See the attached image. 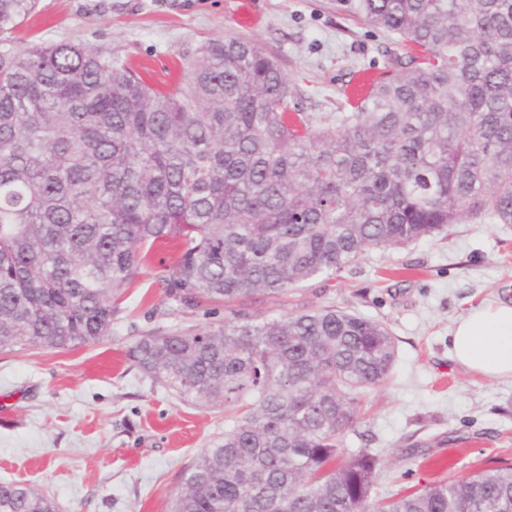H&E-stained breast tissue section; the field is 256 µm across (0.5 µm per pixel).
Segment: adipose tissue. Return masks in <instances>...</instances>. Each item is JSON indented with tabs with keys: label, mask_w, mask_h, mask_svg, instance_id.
<instances>
[{
	"label": "adipose tissue",
	"mask_w": 512,
	"mask_h": 512,
	"mask_svg": "<svg viewBox=\"0 0 512 512\" xmlns=\"http://www.w3.org/2000/svg\"><path fill=\"white\" fill-rule=\"evenodd\" d=\"M455 359L470 371L512 378V302L498 301L460 317L452 336Z\"/></svg>",
	"instance_id": "ef3b65f1"
}]
</instances>
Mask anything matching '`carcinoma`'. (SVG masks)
I'll return each mask as SVG.
<instances>
[{"label": "carcinoma", "mask_w": 512, "mask_h": 512, "mask_svg": "<svg viewBox=\"0 0 512 512\" xmlns=\"http://www.w3.org/2000/svg\"><path fill=\"white\" fill-rule=\"evenodd\" d=\"M36 6L0 0V350L100 341L169 247L167 298L224 321L127 356L227 422L171 512H512V466L374 499L382 461L343 444L391 378L390 328L334 305L251 310L466 218L512 224V0H352L416 55L334 115L290 106L251 41L182 52L164 88L109 51L18 49ZM0 512L54 505L1 482Z\"/></svg>", "instance_id": "1"}]
</instances>
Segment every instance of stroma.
<instances>
[{
    "label": "stroma",
    "instance_id": "obj_1",
    "mask_svg": "<svg viewBox=\"0 0 512 512\" xmlns=\"http://www.w3.org/2000/svg\"><path fill=\"white\" fill-rule=\"evenodd\" d=\"M231 37L273 54L306 112H338L360 72L384 74L394 48L345 0H39L14 43L109 51L162 87L176 78L180 52ZM169 260L168 250L152 251L103 340L0 352V482L46 495L55 512H170L184 471L223 437L224 411L181 401L126 356L139 336L214 321L158 288L154 273ZM499 300H512V224L482 217L444 239L369 251L341 277L257 309L333 304L388 325L398 347L390 382L344 441L380 456L384 497L512 465V379L452 359L456 320Z\"/></svg>",
    "mask_w": 512,
    "mask_h": 512
}]
</instances>
